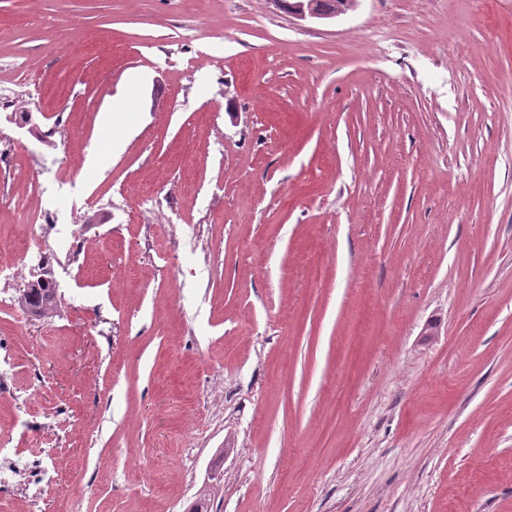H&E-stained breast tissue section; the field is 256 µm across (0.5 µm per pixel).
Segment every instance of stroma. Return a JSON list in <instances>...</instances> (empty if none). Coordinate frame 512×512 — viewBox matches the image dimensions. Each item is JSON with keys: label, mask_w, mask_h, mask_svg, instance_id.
<instances>
[{"label": "stroma", "mask_w": 512, "mask_h": 512, "mask_svg": "<svg viewBox=\"0 0 512 512\" xmlns=\"http://www.w3.org/2000/svg\"><path fill=\"white\" fill-rule=\"evenodd\" d=\"M0 88V512H512V0H0ZM291 14L301 20H306L307 18L330 19L341 15L325 11L317 0H295L291 5ZM45 290L42 287L34 288L27 309L32 314H40L43 318L52 316L58 306V296H52Z\"/></svg>", "instance_id": "35a3bbf8"}]
</instances>
